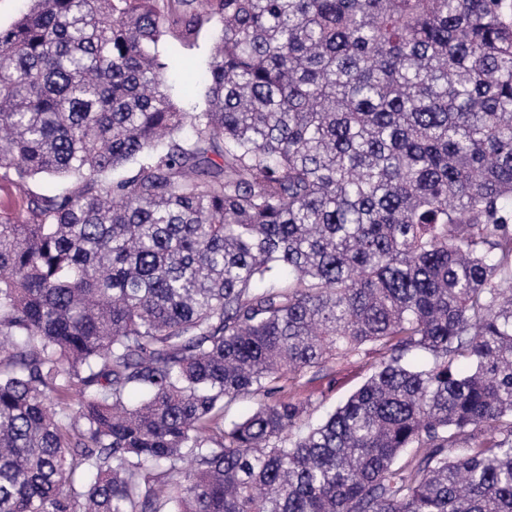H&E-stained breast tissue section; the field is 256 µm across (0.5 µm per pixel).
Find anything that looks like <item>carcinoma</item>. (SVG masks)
Masks as SVG:
<instances>
[{"label": "carcinoma", "instance_id": "obj_1", "mask_svg": "<svg viewBox=\"0 0 512 512\" xmlns=\"http://www.w3.org/2000/svg\"><path fill=\"white\" fill-rule=\"evenodd\" d=\"M212 20L186 112L148 47ZM39 174L0 512H512V0H31L0 180ZM369 344L322 417L288 394Z\"/></svg>", "mask_w": 512, "mask_h": 512}]
</instances>
